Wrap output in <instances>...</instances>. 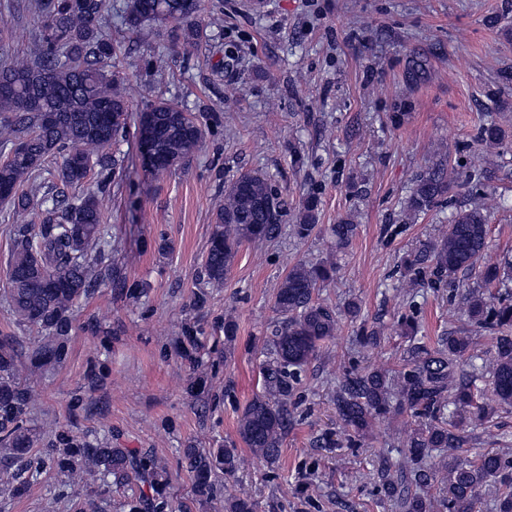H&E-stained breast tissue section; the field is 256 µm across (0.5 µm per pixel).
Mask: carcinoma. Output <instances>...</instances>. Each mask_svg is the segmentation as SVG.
Masks as SVG:
<instances>
[{"instance_id":"1","label":"carcinoma","mask_w":512,"mask_h":512,"mask_svg":"<svg viewBox=\"0 0 512 512\" xmlns=\"http://www.w3.org/2000/svg\"><path fill=\"white\" fill-rule=\"evenodd\" d=\"M108 7L109 0H36L40 25L28 59L0 65V146L8 150L0 161V203L41 215L38 232L19 234L7 270L6 299L17 324L41 332L27 367L31 380L41 377L44 366L64 361L72 308L89 295L98 277L97 257L108 245L101 198L110 191L117 160L107 149L124 132L130 107V85L107 70L115 47L100 21ZM198 8V0H127L121 24L130 34L168 25L173 40L196 44L206 35ZM479 138L487 147L498 145L500 126L482 125ZM203 139L201 125L175 103L158 101L139 113L136 147L147 148L160 164L144 168L150 176L183 165ZM57 154L62 162L54 180L47 181L43 164ZM87 183L92 187L81 194L67 192ZM455 185L470 186L471 205L451 211L428 254L436 273L450 284L459 272L475 267L486 247V193L439 164L416 177L406 200L407 211L426 213ZM281 217V203L265 175L247 173L232 181L206 252L209 286L224 287L239 247L276 237ZM317 219V200L311 197L298 211L295 234L309 237ZM356 230L352 216L332 225L336 247L349 245ZM334 270L328 258L298 262L275 296L282 321L266 343L264 391L248 403L238 426L246 447L270 465L277 462L294 419L292 398L301 370L337 334L336 311L315 298ZM481 279L489 292L469 295L467 316L494 331L490 351L477 352L471 337L450 333L434 349L412 347L398 369L375 365L346 373L333 395L353 447L380 418L413 419L400 448L378 454L368 473L376 495L394 502L398 512H479L486 487L495 488L491 512H512V455L488 449L468 457L464 448L470 425L489 424L502 407L512 405V301L507 292H491L503 283L499 266L483 267ZM31 403L32 391L20 383L16 339L6 336L0 339L1 485H30L46 467L67 479L106 484L132 478L154 493V512H166L167 472L157 458L88 444L48 448L32 457L34 436L23 425ZM183 458L202 495L212 494L216 472L230 476L242 464L235 447L185 448ZM434 482L440 484L438 494L430 495L426 488ZM254 508L247 494L227 501L228 512Z\"/></svg>"}]
</instances>
